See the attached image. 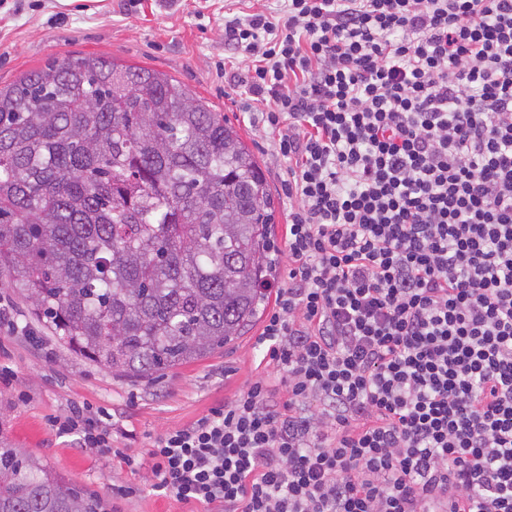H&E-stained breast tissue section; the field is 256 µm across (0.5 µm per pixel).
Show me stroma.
Instances as JSON below:
<instances>
[{"label":"stroma","instance_id":"35a3bbf8","mask_svg":"<svg viewBox=\"0 0 512 512\" xmlns=\"http://www.w3.org/2000/svg\"><path fill=\"white\" fill-rule=\"evenodd\" d=\"M272 0H0V87L48 60L96 54L148 66L207 98L236 127L267 170L278 199L274 226L285 249L288 222L287 159L276 152L277 136L261 117L262 104L241 94L230 98L251 64L224 44V21L247 18ZM10 302L19 331L0 329V436L14 447L42 456L58 474L104 497L111 512H191V505L156 495L146 478L110 457L80 448L74 437L58 436L52 420L69 406L87 403L109 412L121 427L114 445L142 452L164 432L185 426L249 387L259 365L256 323L245 336L210 357L169 370L152 381L112 375L61 345L36 319L15 290L0 288ZM133 487L129 497L115 495Z\"/></svg>","mask_w":512,"mask_h":512}]
</instances>
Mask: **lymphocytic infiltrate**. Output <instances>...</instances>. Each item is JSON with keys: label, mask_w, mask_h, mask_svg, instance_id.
Listing matches in <instances>:
<instances>
[{"label": "lymphocytic infiltrate", "mask_w": 512, "mask_h": 512, "mask_svg": "<svg viewBox=\"0 0 512 512\" xmlns=\"http://www.w3.org/2000/svg\"><path fill=\"white\" fill-rule=\"evenodd\" d=\"M225 21L288 160L256 380L156 438L211 512H512V0H287ZM102 411L53 425L135 468Z\"/></svg>", "instance_id": "f902f5d3"}]
</instances>
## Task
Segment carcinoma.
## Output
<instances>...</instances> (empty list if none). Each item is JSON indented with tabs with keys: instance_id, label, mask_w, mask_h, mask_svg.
<instances>
[{
	"instance_id": "cac0c4a2",
	"label": "carcinoma",
	"mask_w": 512,
	"mask_h": 512,
	"mask_svg": "<svg viewBox=\"0 0 512 512\" xmlns=\"http://www.w3.org/2000/svg\"><path fill=\"white\" fill-rule=\"evenodd\" d=\"M276 213L234 124L162 72L71 55L0 87V285L114 375L244 335L277 273ZM0 512L109 510L0 439Z\"/></svg>"
}]
</instances>
